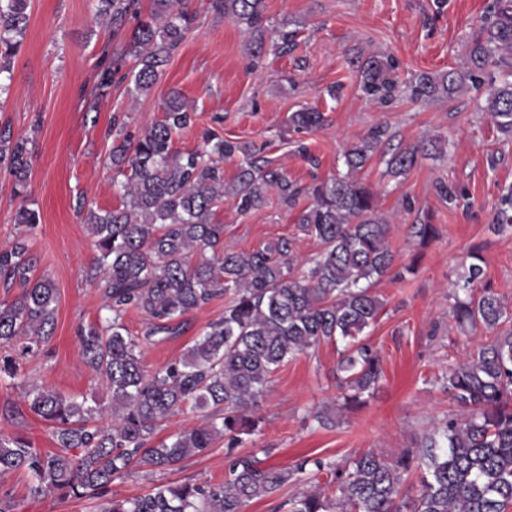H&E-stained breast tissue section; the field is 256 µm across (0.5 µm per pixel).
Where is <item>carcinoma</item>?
<instances>
[{
	"instance_id": "1",
	"label": "carcinoma",
	"mask_w": 512,
	"mask_h": 512,
	"mask_svg": "<svg viewBox=\"0 0 512 512\" xmlns=\"http://www.w3.org/2000/svg\"><path fill=\"white\" fill-rule=\"evenodd\" d=\"M191 0H152L141 18L139 0H97L96 16L113 30L137 20L128 50L113 54L106 81L131 79L129 93L142 95L157 83L163 67L194 27ZM31 0H0V76L11 74L30 22ZM212 14L263 35L265 0H208ZM397 65L372 54L357 62L359 88L371 102H386L398 90ZM512 0H496L491 20L472 38L461 64L446 72L414 75L406 91L415 100L451 98L488 81L483 111L497 130L512 136ZM163 119L136 140L122 136L124 122L112 120L109 150L112 186L122 200L112 210L87 209L84 223L98 252L102 322L77 329L80 352L103 380L110 404L88 402L33 385L24 401L52 428L60 451L42 452L21 435H0V478L28 474L29 494L54 491L62 497L96 501L95 512H243L247 503L276 495L288 485L325 477L333 498L300 491L281 504L287 512H507L512 508V308L483 284L484 260L470 254L450 305L461 327L493 333L488 341L448 368L443 382L461 408L425 437L418 448L393 457L371 449L339 465L325 458L301 459L290 470L265 467L252 454L234 449L253 434L252 412L275 372L300 352L323 343H343L333 377L342 406L366 403L383 378V360L366 329L384 302L372 285L395 263L387 245L389 225L378 214L377 193L358 178L386 139L388 129H369L343 154L346 173L306 189L263 156L264 149L226 139L216 131L201 152L172 149L173 134L194 121L193 109L176 91L162 104ZM296 129L320 126L314 109L291 113ZM423 151L395 148L386 160L392 176L409 172ZM237 160L233 180L224 183V161ZM29 140L0 127V168L13 177L20 199L13 241L0 247V281L21 288L13 301H0V348L32 352L53 334L58 289L35 277L36 257L28 238L39 224L27 203ZM276 188L293 209L306 194L299 230L320 246L300 268L294 240L281 238L250 252L224 247V225L214 215L224 195L248 214L262 208ZM492 230L512 231V191L503 195ZM224 298V316L209 323L176 362L148 371L139 342L123 323L135 309L152 319L145 337L175 336L182 317ZM201 413L203 424L183 428L159 442L171 417ZM224 441L227 465L220 483H160L131 498L107 496L116 479L133 472L151 476ZM73 449L80 450L76 455ZM420 471L419 494L399 501L405 478Z\"/></svg>"
}]
</instances>
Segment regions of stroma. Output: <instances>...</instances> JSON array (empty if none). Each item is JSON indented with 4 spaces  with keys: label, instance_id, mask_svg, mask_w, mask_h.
<instances>
[{
    "label": "stroma",
    "instance_id": "1",
    "mask_svg": "<svg viewBox=\"0 0 512 512\" xmlns=\"http://www.w3.org/2000/svg\"><path fill=\"white\" fill-rule=\"evenodd\" d=\"M206 3L192 0L194 28L152 90L134 97L123 84L98 86L104 53L129 46L133 23L112 30L96 18L95 0H31L13 79L0 93V124L34 141L27 194L41 222L30 246L38 259L37 275L55 283L59 300L53 337L25 365L24 377L0 378V405H23L29 384L107 400L102 380L85 363L75 337L78 325L105 316L97 252L78 207L109 210L121 204L108 161L113 115L124 116L127 133L139 135L162 118L161 104L176 89L192 103L196 122L174 135L175 151L203 149L207 129L227 139L263 143L267 156L302 188L342 172L343 151L373 126H387L395 147L427 136L442 140L443 153L420 156L405 175L392 177L378 159L360 173L390 221L387 241L397 265L416 266L405 278L391 272L373 286L384 302L368 331L384 365L377 390L365 407L342 411L333 423L320 425L312 414L336 399L332 373L339 349L325 343L297 354L273 376L256 412L261 424L238 451L283 469L303 457L341 462L372 448L397 454L414 447L422 434L459 411L441 376L487 340L484 331L457 328L448 311V294L472 248L481 251L486 282L512 303V232L491 229L501 195L512 189V137L497 131L480 110L483 90L435 100H415L401 91L387 103H373L361 93L347 60L393 56L403 81L415 73L448 70L460 63L493 0H265L269 26L287 28L295 37L286 52L259 59L248 52L250 36L243 26L214 17ZM304 107L323 112V128L289 129L290 113ZM301 144L307 155L297 153ZM441 180L462 191L457 204L438 196L435 185ZM297 217V211L273 196L245 215L228 195L216 213L226 247L249 252L292 238L298 259L304 260L318 245L300 233ZM423 218L436 228L424 245L412 233L413 224ZM223 314V301H214L187 314L180 335L143 344L146 369L179 360L205 326ZM225 465V448L219 444L159 479L218 483ZM25 485L18 474L0 484L13 512H94L86 499L29 497Z\"/></svg>",
    "mask_w": 512,
    "mask_h": 512
}]
</instances>
